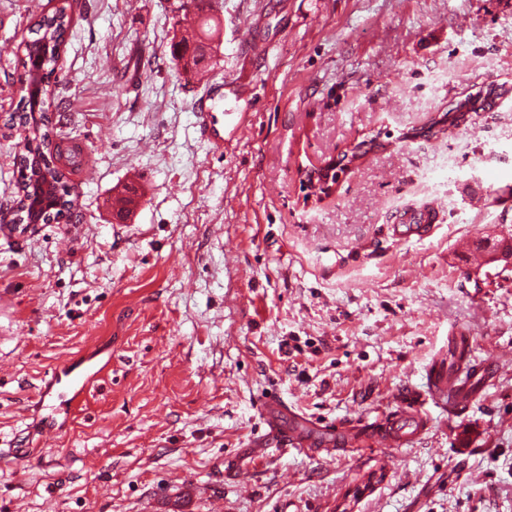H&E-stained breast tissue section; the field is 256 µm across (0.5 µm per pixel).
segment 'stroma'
<instances>
[{"mask_svg": "<svg viewBox=\"0 0 512 512\" xmlns=\"http://www.w3.org/2000/svg\"><path fill=\"white\" fill-rule=\"evenodd\" d=\"M45 116L95 171L56 167L76 212L0 236V512H512V267H471L512 233V97L437 137L451 102L512 85V0H213L207 80L177 69V0H70ZM58 0H0V215L24 37ZM224 147L202 138L206 81ZM381 147L312 197L306 168ZM138 171L124 223L108 205ZM431 236L393 234L405 210ZM505 371L462 413L427 403L414 444L253 456L259 400L357 424L447 373L455 332ZM111 361L52 437L36 388ZM403 222H409V224H395L393 227V232L399 240L412 235L423 236L429 234L435 228L434 208L423 209L413 213L409 218H404ZM410 222L413 224H410Z\"/></svg>", "mask_w": 512, "mask_h": 512, "instance_id": "35a3bbf8", "label": "stroma"}]
</instances>
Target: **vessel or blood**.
<instances>
[{
	"label": "vessel or blood",
	"instance_id": "b4317fda",
	"mask_svg": "<svg viewBox=\"0 0 512 512\" xmlns=\"http://www.w3.org/2000/svg\"><path fill=\"white\" fill-rule=\"evenodd\" d=\"M214 95L213 88H206L203 99L197 104V123L202 137L210 144L223 146L224 137L210 112L207 102ZM435 228L433 209H424L410 215L408 223L397 224L393 232L398 239L413 235L423 236ZM504 364L494 358H486L471 366L464 374L460 384L449 387L438 376H431L428 381L429 398L438 405H446L454 409L466 407L476 399L480 391L504 371ZM100 378L95 368H79L71 361H63L47 382L41 398H50L57 386H66L69 398L61 400V413L71 414L77 410L84 395L94 388ZM399 408L393 412H384L373 417L366 423L364 435L370 446L394 449L415 442L425 431L428 421L419 407L415 393H403L399 399ZM263 415L267 428L259 437L250 441L251 447L261 451H275L283 454L288 449L303 453L316 451L320 448H336L339 450L349 446L354 428L347 424H325L308 418L288 407L280 397L270 394L264 400Z\"/></svg>",
	"mask_w": 512,
	"mask_h": 512
}]
</instances>
